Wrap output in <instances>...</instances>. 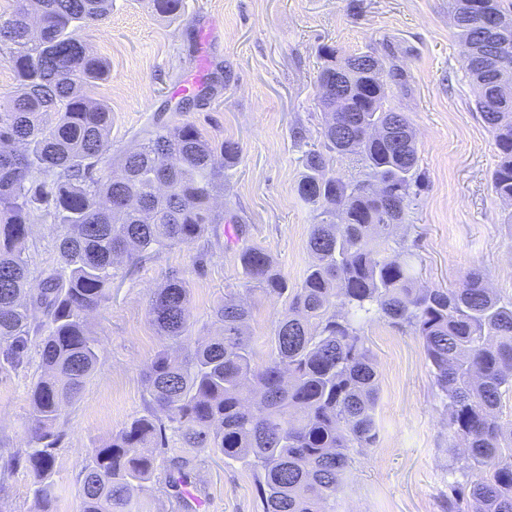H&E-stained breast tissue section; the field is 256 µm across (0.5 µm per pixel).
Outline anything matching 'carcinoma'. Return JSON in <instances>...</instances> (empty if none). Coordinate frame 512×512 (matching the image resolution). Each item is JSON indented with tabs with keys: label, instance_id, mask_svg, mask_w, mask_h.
Returning a JSON list of instances; mask_svg holds the SVG:
<instances>
[{
	"label": "carcinoma",
	"instance_id": "obj_1",
	"mask_svg": "<svg viewBox=\"0 0 512 512\" xmlns=\"http://www.w3.org/2000/svg\"><path fill=\"white\" fill-rule=\"evenodd\" d=\"M174 17L183 0H152ZM485 14L512 21V0H480ZM467 0H452L467 70L481 88L476 109L494 137L496 195L512 201V25L485 34ZM112 0H14L0 14V50L16 87L0 101V352L24 362L31 337L44 374L30 392L31 441L40 448L11 457L25 464L42 502H50L54 432L62 407L79 398L98 354L87 316L110 298L115 263L189 245L224 216L213 210L224 168L238 145L212 144L193 123H157L118 164L107 162L110 107L83 86L108 77L80 32L103 21ZM373 71L351 77L347 111L330 112L323 90L351 56L319 49V105L326 111L323 149L305 154L297 192L316 212L313 260L288 284L258 248L238 253L243 273L265 294L285 299L288 314L272 330L263 364L245 325L250 310L234 297L216 311L221 335L197 342L190 358L161 350L145 374L147 414L135 418L82 466V512H147L141 494L164 480L185 512L189 460L168 455L165 422L191 448L214 450L255 475L262 512H336L353 454L378 441V372L361 323L379 318L420 339L448 410V436L465 444L448 485L446 512H512V428L499 419L512 393V300L470 271L457 288L420 282L415 254L390 245L422 186L410 118L391 106L388 85L403 69L366 53ZM360 168L346 178L334 168ZM61 228L56 266L29 293L31 220ZM188 288L173 276L156 290L148 315L160 335L189 331Z\"/></svg>",
	"mask_w": 512,
	"mask_h": 512
}]
</instances>
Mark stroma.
Masks as SVG:
<instances>
[{
    "label": "stroma",
    "instance_id": "1",
    "mask_svg": "<svg viewBox=\"0 0 512 512\" xmlns=\"http://www.w3.org/2000/svg\"><path fill=\"white\" fill-rule=\"evenodd\" d=\"M452 0H184L180 17L156 15L147 0H112V13L81 37L110 64L108 80L88 96L112 110V159L133 148L156 117L191 122L214 143L239 146L224 172L216 211L234 215L235 235L212 225L189 245L169 248L133 265L118 266L112 298L88 318L98 363L81 398L55 427L52 512H80L81 468L98 447L145 414L144 372L165 340L147 309L172 273L186 281L190 328L173 349L187 356L201 336L219 331L225 297L250 307L249 332L257 362L287 313L284 300L247 285L238 263L243 247L264 250L289 283H300L312 260V209L297 194L307 150L319 147L324 116L317 105L320 45L349 55L394 53L408 74L406 89L390 88L393 106L416 131L423 187L403 230L423 284L459 287L481 271L490 288L512 300V205L492 188L498 152L476 110L477 89L451 14ZM220 22L212 67L198 106L180 111L175 88L199 67L197 30ZM59 230L36 220L28 240L32 271L57 260ZM376 359L379 442L355 457L336 512H444L455 481L458 443L448 438V412L438 395L421 341L385 320L365 322ZM42 372L36 348L22 365L0 360V463L29 446V394ZM171 452L191 462V493L201 512H262L255 478L245 464L208 449L183 447L167 434ZM26 469L0 475V512H37Z\"/></svg>",
    "mask_w": 512,
    "mask_h": 512
}]
</instances>
